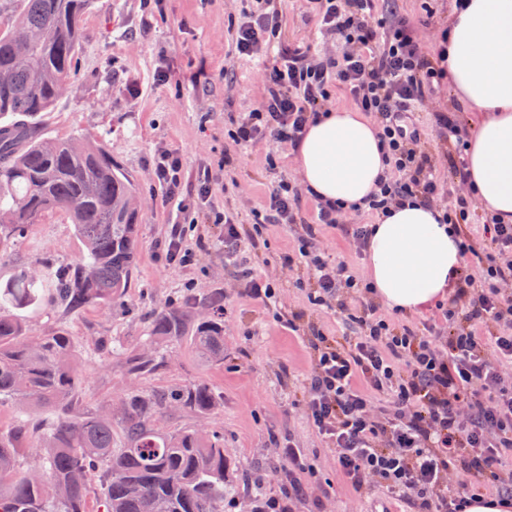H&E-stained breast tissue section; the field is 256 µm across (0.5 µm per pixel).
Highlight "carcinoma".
<instances>
[{
    "label": "carcinoma",
    "instance_id": "obj_1",
    "mask_svg": "<svg viewBox=\"0 0 512 512\" xmlns=\"http://www.w3.org/2000/svg\"><path fill=\"white\" fill-rule=\"evenodd\" d=\"M93 0H20L0 26V244L19 238L45 216L61 213L85 247L51 276L28 271L0 292V302L28 307L38 284H54L51 302L68 310L112 309L131 287L142 216L129 201L132 177L112 162L101 139L52 137L42 116L74 77L82 23ZM187 301L151 312L150 355L125 358L141 377L165 362L162 343L190 338L208 364L224 363V304L193 321ZM71 337L61 330L28 334L26 323L0 308V405L35 411L70 403L80 384ZM208 415L221 406L210 386L194 382L162 396L130 391L114 419L60 418L32 435L26 421L0 426V512H88L89 477L102 474L103 512H224L229 460L224 436L163 431L159 414L172 407ZM122 440L115 438V428Z\"/></svg>",
    "mask_w": 512,
    "mask_h": 512
}]
</instances>
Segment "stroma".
<instances>
[{
	"instance_id": "obj_1",
	"label": "stroma",
	"mask_w": 512,
	"mask_h": 512,
	"mask_svg": "<svg viewBox=\"0 0 512 512\" xmlns=\"http://www.w3.org/2000/svg\"><path fill=\"white\" fill-rule=\"evenodd\" d=\"M163 18L150 16L141 0H94L83 27L82 48L69 92L45 120L51 136L104 139L113 160L136 181L143 214L139 262L123 305L105 311L88 306L68 311L43 303L21 310L35 336L61 329L75 342L81 375L73 414H107L134 387L151 392L203 380L222 399L211 415L169 411L159 419L166 431L196 429L224 437V454L234 465V492L224 512H251L256 494L277 496L288 474L284 446L304 453L311 471L307 495L292 512H401L397 497L372 488L356 492L339 471L336 451L307 420L304 399L313 372L306 336L311 327L327 336L343 331L333 310L311 306L303 267L286 268L284 256L298 248L299 225L269 224L264 245L250 252L255 273L274 279L282 311L299 313L297 330L279 322L273 311L247 296L236 268L224 258V227L206 212H180L165 203L153 174L157 151L172 149L183 161V192L195 194L203 168L213 170L211 201L241 224L251 225L262 209L276 176L296 179L289 144L261 143L237 149L227 135L232 116L257 108L265 86V59L238 54L231 22L241 0H159ZM399 17L413 26L421 48L437 50L448 24L452 0H395ZM285 41L318 52L331 47L323 38L309 0H281ZM167 80L158 81V71ZM230 167H223L225 154ZM275 154L277 171L267 166ZM194 221L188 244L205 239L190 265L170 264L161 255L173 225ZM81 240L64 216L33 225L6 247L0 258V289L23 270L56 269L77 260ZM224 296V362L205 364L189 340L167 345L169 359L153 374L130 376L122 357L111 351L113 339L138 348L150 313L192 295Z\"/></svg>"
}]
</instances>
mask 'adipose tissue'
<instances>
[{
    "mask_svg": "<svg viewBox=\"0 0 512 512\" xmlns=\"http://www.w3.org/2000/svg\"><path fill=\"white\" fill-rule=\"evenodd\" d=\"M448 88L476 115L468 139L470 187L478 206L512 224V0H460L448 21ZM297 172L323 204H365L386 172L377 126L336 108L310 123L295 151ZM440 208L410 201L389 208L367 246L374 296L396 312L443 300L463 256Z\"/></svg>",
    "mask_w": 512,
    "mask_h": 512,
    "instance_id": "1",
    "label": "adipose tissue"
}]
</instances>
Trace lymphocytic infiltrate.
I'll return each instance as SVG.
<instances>
[{
	"label": "lymphocytic infiltrate",
	"mask_w": 512,
	"mask_h": 512,
	"mask_svg": "<svg viewBox=\"0 0 512 512\" xmlns=\"http://www.w3.org/2000/svg\"><path fill=\"white\" fill-rule=\"evenodd\" d=\"M321 29L334 39L333 54L309 48L282 49L266 69L261 105L232 119L233 144L250 147L277 141L298 145L307 125L324 112L332 87L341 88L359 110L369 113L386 149L388 171L367 203L372 215L418 197L445 202L451 224L469 263L446 303L421 327L381 317L372 302L352 304L345 290L359 282L350 268L321 253V227L341 228L365 248L367 224H341L345 210L318 205L313 223L303 226L297 256L311 270L306 283L315 305L336 304L350 336L308 338L314 372L305 400L308 420L337 450L340 472L355 490L372 485L403 500L410 512H462L469 500L487 494L512 499V224L476 223V203L466 181L467 130L459 113H434L443 142L440 154L421 145L409 123L411 112L429 100L445 73L444 51L419 47L414 31L394 12H378L375 0H316ZM233 26L238 54L266 56L281 32L274 0H255ZM447 176H440V163ZM182 159L164 149L154 160V176L169 199L187 211L206 203L213 174L203 170L196 198H184ZM302 191L277 179L252 234L232 215L212 213L224 227V251L241 265L246 294L265 306L278 299L274 282L245 265V252L266 224L298 222ZM386 395V404L376 403ZM288 488L280 497L253 499L252 512H289L302 500L301 476L308 470L299 449L287 451Z\"/></svg>",
	"instance_id": "f902f5d3"
}]
</instances>
